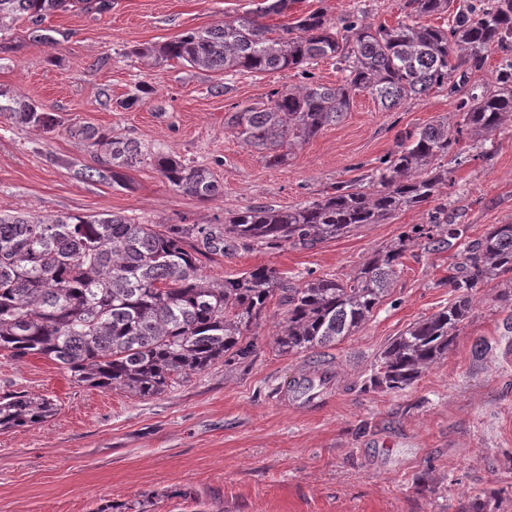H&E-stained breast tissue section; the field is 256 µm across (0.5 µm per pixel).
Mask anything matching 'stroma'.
<instances>
[{
    "mask_svg": "<svg viewBox=\"0 0 512 512\" xmlns=\"http://www.w3.org/2000/svg\"><path fill=\"white\" fill-rule=\"evenodd\" d=\"M260 2L109 0L103 8L83 0L37 26L13 23L0 35V87L61 125L45 133L0 115V212L208 224L254 203L292 207L371 173L397 150L399 132L455 118L444 90L389 111L361 91L338 122L284 164L267 165L224 120L273 88L300 85L296 72L223 75L136 54L250 15ZM317 9L390 26L407 13L405 0H294L262 22L289 25ZM75 123L209 166L224 193L200 201L147 161L126 169L122 187L88 179L96 159L71 137ZM480 142L481 154L452 166V187L437 193L460 236L418 240L370 320L332 347L280 354L269 316L252 327L256 350L245 362L215 363L149 399L76 385L45 358L0 354V394L58 405L46 422L0 433V512H97L123 502L143 512H468L482 494L490 512H512V307L498 288L478 289L447 355L412 385H370L388 343L453 301L448 277L466 244L512 223V123ZM427 212L406 209L312 249L233 251L202 261L201 274L221 282L267 266L293 285L345 279L426 223ZM479 339L487 349L478 355Z\"/></svg>",
    "mask_w": 512,
    "mask_h": 512,
    "instance_id": "stroma-1",
    "label": "stroma"
}]
</instances>
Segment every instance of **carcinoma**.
Here are the masks:
<instances>
[{
	"mask_svg": "<svg viewBox=\"0 0 512 512\" xmlns=\"http://www.w3.org/2000/svg\"><path fill=\"white\" fill-rule=\"evenodd\" d=\"M407 0L408 18L395 26L323 11L279 28L240 17L183 33L158 49L143 48L213 73L294 70L305 83L272 89L266 100L232 113L225 125L270 166L307 143L350 109L352 95L367 91L386 110L448 88L460 120H434L399 136L398 150L361 187L344 182L320 199L286 209L249 205L212 224H139L124 216L65 214L34 217L0 213V352L13 360L41 356L70 373L79 386L119 387L143 399L224 360L230 365L255 351L250 326L279 296L282 354L331 347L353 335L388 293L396 269L413 242L437 244L458 235L445 206L429 212L389 246L374 251L347 280L319 277L284 286L275 272L257 267L237 278L211 283L200 258L238 249L312 248L365 224H380L403 208L434 201L451 185L442 159L462 155L468 136L492 133L512 119V61L479 89L472 75L485 69L488 53L512 55V0ZM294 0H263L260 16L280 15ZM71 0H0V33L26 17L37 25ZM448 14V25L422 23ZM332 59L343 83L314 81L309 65ZM47 133L60 125L52 112L0 89V114ZM69 132L85 142L105 169L93 179L120 178L119 170L150 161L174 189L202 201L223 194L213 171L170 154H146L131 139L74 124ZM453 302L413 324L379 354L370 384L402 390L448 353L470 318L476 290L495 281L500 300L512 305V223L494 224L465 248L449 276ZM56 407L48 397L0 394V433L47 421Z\"/></svg>",
	"mask_w": 512,
	"mask_h": 512,
	"instance_id": "obj_1",
	"label": "carcinoma"
}]
</instances>
